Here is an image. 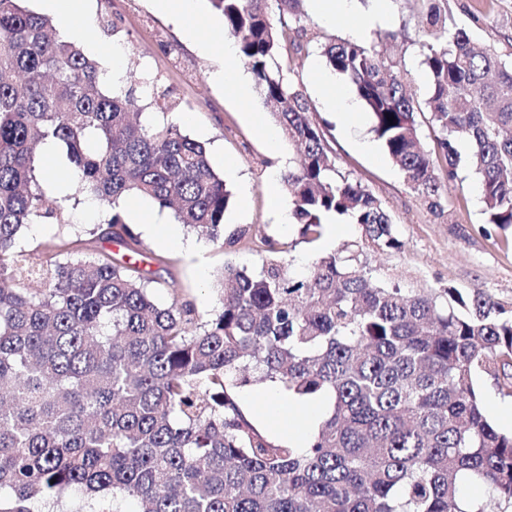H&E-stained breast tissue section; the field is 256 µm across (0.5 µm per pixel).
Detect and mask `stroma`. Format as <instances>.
<instances>
[{
	"mask_svg": "<svg viewBox=\"0 0 512 512\" xmlns=\"http://www.w3.org/2000/svg\"><path fill=\"white\" fill-rule=\"evenodd\" d=\"M86 7L94 23L79 36L84 52L108 70L112 49L121 48L120 84L146 74L160 78L169 101L177 106L175 116L182 119L183 130L205 143L216 171H224L230 163L236 167L235 175L225 179L232 198L224 213L225 233L236 236V243L221 247L187 231L186 247L169 245L161 234L171 221L168 212L141 199L133 213L142 225V272L187 289L201 314L218 305L214 278L225 263L250 270L262 265L266 254L259 241L265 235L280 242L285 259L298 273L306 272L322 253L359 244L363 260L381 279L396 278L403 287L425 291L448 286L464 292L479 290L512 308V228L487 224L476 175L466 168L459 169L453 181L440 175V195L432 204L407 186L385 152L372 156L359 149L351 129L321 106L312 74L327 72L328 67L317 44L282 57L281 63L306 95L311 116L324 130L339 170L384 204L402 243L400 250L363 245L360 226L340 218L335 221V239L314 245L301 239L297 225L278 223L265 185L293 164L295 152L287 138H280L273 150L259 136L251 119L264 111L258 90L241 98L216 80L224 65L219 45L226 34L222 17L207 0H196L203 21L198 42L209 44L206 52L187 41L178 23L158 11L152 0H86ZM442 8L449 28L464 29L476 46L512 60V0H444ZM394 14L391 24L372 28L364 43L383 44L405 70L410 91L420 98L427 85L419 44L423 0H394ZM106 19L116 23L117 33L103 30ZM69 217V223L62 225H29L18 239V248L39 260L44 242L62 235L87 236L103 221L104 213L85 198Z\"/></svg>",
	"mask_w": 512,
	"mask_h": 512,
	"instance_id": "35a3bbf8",
	"label": "stroma"
}]
</instances>
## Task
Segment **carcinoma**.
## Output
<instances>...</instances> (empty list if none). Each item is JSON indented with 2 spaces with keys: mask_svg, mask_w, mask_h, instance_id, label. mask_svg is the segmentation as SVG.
Listing matches in <instances>:
<instances>
[{
  "mask_svg": "<svg viewBox=\"0 0 512 512\" xmlns=\"http://www.w3.org/2000/svg\"><path fill=\"white\" fill-rule=\"evenodd\" d=\"M24 2L0 0V512H32L34 499L44 512H119L108 504L124 500L133 512H512V432L495 426L477 385L483 372L512 388V309L479 291L383 281L347 248L299 275L269 236L259 271L224 266L208 317L181 289L156 303L138 267L103 247L139 253L127 200L147 198L222 247L232 193L169 117L175 107L160 105L159 78L107 85L78 41ZM207 2L295 147L281 181L302 238L318 241L341 217L376 248H400L384 205L337 170L277 62L312 42L300 0ZM420 45L421 101L375 50L343 40L322 55L353 83L411 190L433 199L437 168L453 181L468 167L486 223L511 228L512 63L448 31L438 0ZM147 99L162 118L141 120ZM48 144L77 179L54 202ZM85 194L106 212L88 238H57L39 263L17 250L27 225L68 223ZM263 381L298 404L330 397L307 447L242 406L238 389ZM465 485L488 499L463 496Z\"/></svg>",
  "mask_w": 512,
  "mask_h": 512,
  "instance_id": "carcinoma-1",
  "label": "carcinoma"
}]
</instances>
